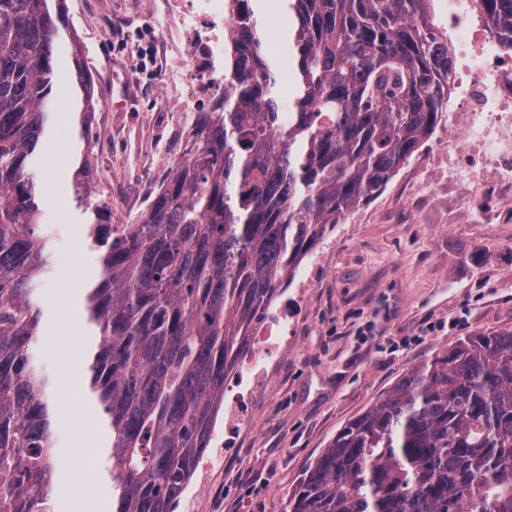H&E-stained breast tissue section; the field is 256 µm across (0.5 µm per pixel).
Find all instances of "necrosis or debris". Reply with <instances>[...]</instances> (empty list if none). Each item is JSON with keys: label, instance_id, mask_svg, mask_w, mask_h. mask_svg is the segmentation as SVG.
I'll return each instance as SVG.
<instances>
[{"label": "necrosis or debris", "instance_id": "necrosis-or-debris-1", "mask_svg": "<svg viewBox=\"0 0 512 512\" xmlns=\"http://www.w3.org/2000/svg\"><path fill=\"white\" fill-rule=\"evenodd\" d=\"M164 22L154 26L151 41L170 47L172 56L159 75L165 111L150 137L151 160L169 170L166 149L185 142L204 106L224 97V41L236 15L227 0H168ZM480 0H448L450 94L448 136L438 145L448 161L449 182L466 194L493 184L512 193V59L499 51L483 26ZM255 351L224 386L235 407L224 421V441L239 438L248 405L272 379L278 356L290 347L286 319L257 325Z\"/></svg>", "mask_w": 512, "mask_h": 512}]
</instances>
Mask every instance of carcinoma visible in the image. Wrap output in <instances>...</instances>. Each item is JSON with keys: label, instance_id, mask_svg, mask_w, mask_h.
Masks as SVG:
<instances>
[{"label": "carcinoma", "instance_id": "cac0c4a2", "mask_svg": "<svg viewBox=\"0 0 512 512\" xmlns=\"http://www.w3.org/2000/svg\"><path fill=\"white\" fill-rule=\"evenodd\" d=\"M0 0V512H51L58 462L49 380L30 364L32 300L50 272L35 170L63 15ZM293 111L281 112L251 0L220 111L135 224L94 216L101 277L89 394L111 434L112 512H173L204 455L224 376L253 318L297 264L427 141L448 107V37L427 0H287ZM512 51V0H481ZM83 111L94 89L73 47ZM286 512H512V332L466 336L411 368L349 421L288 495Z\"/></svg>", "mask_w": 512, "mask_h": 512}]
</instances>
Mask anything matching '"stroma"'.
Returning a JSON list of instances; mask_svg holds the SVG:
<instances>
[{
  "instance_id": "stroma-1",
  "label": "stroma",
  "mask_w": 512,
  "mask_h": 512,
  "mask_svg": "<svg viewBox=\"0 0 512 512\" xmlns=\"http://www.w3.org/2000/svg\"><path fill=\"white\" fill-rule=\"evenodd\" d=\"M266 30V57L288 56V14L282 0H255ZM163 0H65L68 32L58 46L55 101L39 156L42 222L49 231L52 272L35 298L43 334L31 351L47 375L55 407L59 459L53 512H112L107 461L110 442L88 398L89 377L78 364L63 381V345L75 337L79 355L92 345L81 296L99 275L98 255L78 231L74 173L82 94L73 46H80L98 100L112 121L110 140H92L99 157L94 183L112 186L111 211L135 223L130 199L158 177L141 153L143 130L159 111L160 90L145 67L124 56L125 31L150 28ZM106 13L108 31L91 24ZM423 144L372 198L352 208L331 238L301 262L313 271L308 299L289 303L292 348L271 383L255 398L237 447L210 443L175 512H284L305 468L350 420L364 412L414 366L460 338L512 332V200L480 216L463 205Z\"/></svg>"
}]
</instances>
